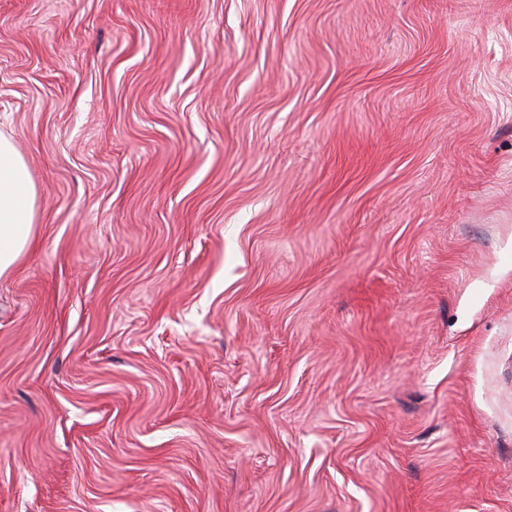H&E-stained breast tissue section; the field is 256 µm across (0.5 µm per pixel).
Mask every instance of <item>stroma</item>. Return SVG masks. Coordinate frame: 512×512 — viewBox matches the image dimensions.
<instances>
[{
    "label": "stroma",
    "mask_w": 512,
    "mask_h": 512,
    "mask_svg": "<svg viewBox=\"0 0 512 512\" xmlns=\"http://www.w3.org/2000/svg\"><path fill=\"white\" fill-rule=\"evenodd\" d=\"M0 136V512H512V0H0ZM35 196L23 157L0 137V276L12 271L31 245Z\"/></svg>",
    "instance_id": "stroma-1"
}]
</instances>
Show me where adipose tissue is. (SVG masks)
I'll use <instances>...</instances> for the list:
<instances>
[{
    "label": "adipose tissue",
    "mask_w": 512,
    "mask_h": 512,
    "mask_svg": "<svg viewBox=\"0 0 512 512\" xmlns=\"http://www.w3.org/2000/svg\"><path fill=\"white\" fill-rule=\"evenodd\" d=\"M35 196L23 157L0 137V276L12 271L31 245Z\"/></svg>",
    "instance_id": "adipose-tissue-1"
}]
</instances>
